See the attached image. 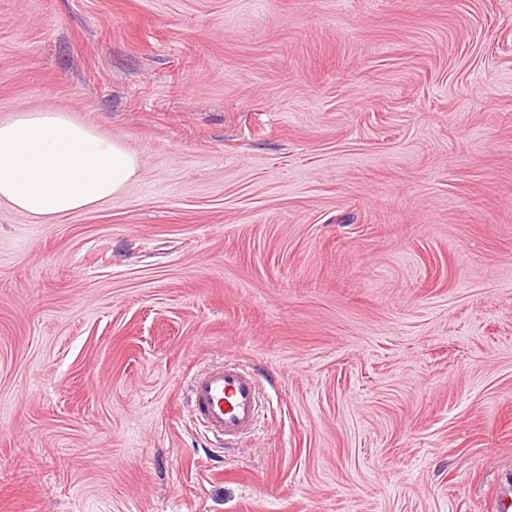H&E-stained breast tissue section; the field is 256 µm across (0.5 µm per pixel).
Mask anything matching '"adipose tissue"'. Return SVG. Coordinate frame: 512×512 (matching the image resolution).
Segmentation results:
<instances>
[{
	"mask_svg": "<svg viewBox=\"0 0 512 512\" xmlns=\"http://www.w3.org/2000/svg\"><path fill=\"white\" fill-rule=\"evenodd\" d=\"M139 169L121 140L68 113L22 109L0 122V201L31 218L48 221L109 200Z\"/></svg>",
	"mask_w": 512,
	"mask_h": 512,
	"instance_id": "1",
	"label": "adipose tissue"
}]
</instances>
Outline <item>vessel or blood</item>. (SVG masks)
I'll return each mask as SVG.
<instances>
[{
  "mask_svg": "<svg viewBox=\"0 0 512 512\" xmlns=\"http://www.w3.org/2000/svg\"><path fill=\"white\" fill-rule=\"evenodd\" d=\"M195 413L213 434L235 441L251 432L259 392L251 372L227 362L198 371L190 385Z\"/></svg>",
  "mask_w": 512,
  "mask_h": 512,
  "instance_id": "1",
  "label": "vessel or blood"
}]
</instances>
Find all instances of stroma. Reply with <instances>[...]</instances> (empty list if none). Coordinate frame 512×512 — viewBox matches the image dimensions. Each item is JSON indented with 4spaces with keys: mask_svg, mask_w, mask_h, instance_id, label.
Wrapping results in <instances>:
<instances>
[{
    "mask_svg": "<svg viewBox=\"0 0 512 512\" xmlns=\"http://www.w3.org/2000/svg\"><path fill=\"white\" fill-rule=\"evenodd\" d=\"M140 161L0 202V512H497L512 0H0V121ZM263 396L215 440L191 371ZM139 169L121 140L66 112L21 109L0 122V201L36 220L112 199Z\"/></svg>",
    "mask_w": 512,
    "mask_h": 512,
    "instance_id": "1",
    "label": "stroma"
}]
</instances>
